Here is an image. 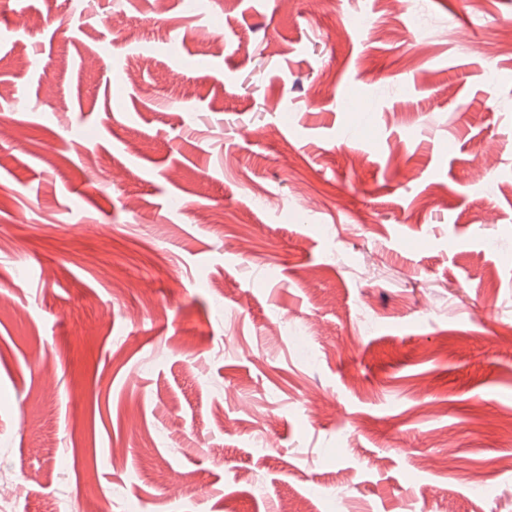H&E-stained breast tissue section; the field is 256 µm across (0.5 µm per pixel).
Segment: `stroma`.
Returning a JSON list of instances; mask_svg holds the SVG:
<instances>
[{
  "label": "stroma",
  "instance_id": "stroma-1",
  "mask_svg": "<svg viewBox=\"0 0 512 512\" xmlns=\"http://www.w3.org/2000/svg\"><path fill=\"white\" fill-rule=\"evenodd\" d=\"M508 37L512 0H0L14 512H512Z\"/></svg>",
  "mask_w": 512,
  "mask_h": 512
}]
</instances>
